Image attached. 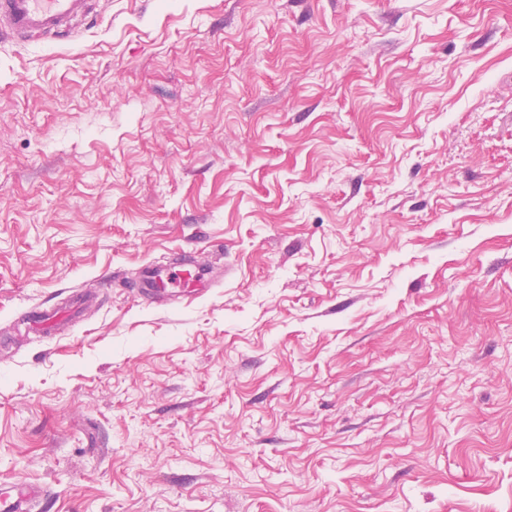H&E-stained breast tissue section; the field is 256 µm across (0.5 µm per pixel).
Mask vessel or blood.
Instances as JSON below:
<instances>
[{"label": "vessel or blood", "instance_id": "1", "mask_svg": "<svg viewBox=\"0 0 512 512\" xmlns=\"http://www.w3.org/2000/svg\"><path fill=\"white\" fill-rule=\"evenodd\" d=\"M92 0H0V32L22 42L67 38L74 21L88 14ZM206 265L151 264L138 283L142 294L157 296L178 289L180 296L199 298L212 288ZM35 487L16 483L0 485V512H30Z\"/></svg>", "mask_w": 512, "mask_h": 512}]
</instances>
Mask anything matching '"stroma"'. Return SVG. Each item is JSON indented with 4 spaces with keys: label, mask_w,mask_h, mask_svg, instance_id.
<instances>
[{
    "label": "stroma",
    "mask_w": 512,
    "mask_h": 512,
    "mask_svg": "<svg viewBox=\"0 0 512 512\" xmlns=\"http://www.w3.org/2000/svg\"><path fill=\"white\" fill-rule=\"evenodd\" d=\"M206 250V297L137 298ZM17 481L41 512H512V0H99L0 39Z\"/></svg>",
    "instance_id": "35a3bbf8"
}]
</instances>
